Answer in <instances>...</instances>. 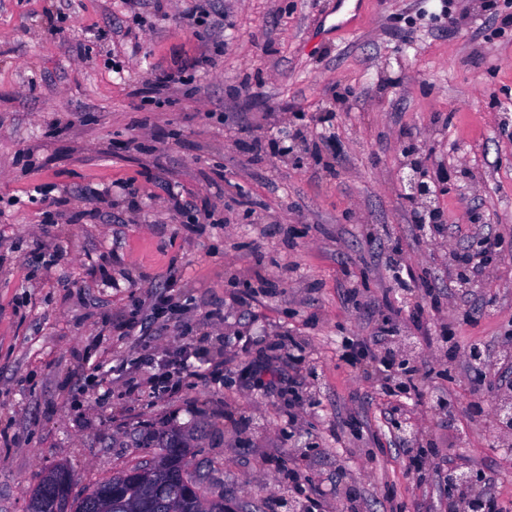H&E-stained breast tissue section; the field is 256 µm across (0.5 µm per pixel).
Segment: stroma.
Listing matches in <instances>:
<instances>
[{
	"instance_id": "stroma-1",
	"label": "stroma",
	"mask_w": 512,
	"mask_h": 512,
	"mask_svg": "<svg viewBox=\"0 0 512 512\" xmlns=\"http://www.w3.org/2000/svg\"><path fill=\"white\" fill-rule=\"evenodd\" d=\"M191 4L136 23L125 0H0V512H26L58 464L83 494L153 456L134 434L175 422L197 425L191 453L227 512H336L349 495L446 512L442 473L405 475L380 373L347 356L387 305L391 350L431 369L401 397L411 428L495 474L512 507L492 396L444 355L512 345V0H208L197 36L178 24ZM203 54L168 103H135L153 70ZM286 135L305 143L287 162L243 146ZM412 159L446 235L413 224ZM172 187L197 211L174 210ZM473 225L502 258L452 295L448 256ZM403 265L443 302L429 332L391 281ZM173 277L185 308L150 340L125 335ZM277 336V385L258 387L255 342ZM185 343L225 355L223 377L127 392L146 351Z\"/></svg>"
}]
</instances>
